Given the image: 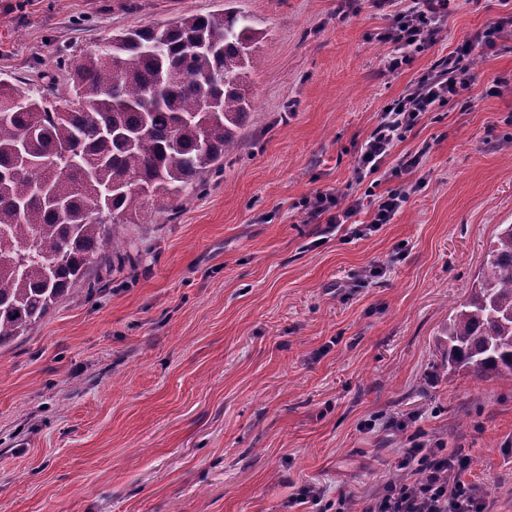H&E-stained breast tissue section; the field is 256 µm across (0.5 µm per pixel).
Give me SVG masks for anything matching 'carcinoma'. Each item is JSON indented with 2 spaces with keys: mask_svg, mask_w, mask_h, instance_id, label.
<instances>
[{
  "mask_svg": "<svg viewBox=\"0 0 512 512\" xmlns=\"http://www.w3.org/2000/svg\"><path fill=\"white\" fill-rule=\"evenodd\" d=\"M226 0L105 39L73 93L0 81V347L27 335L91 268L127 256L115 228L171 212L234 151L263 31ZM81 142L80 155L64 153ZM446 375L512 374V224L500 225L448 318Z\"/></svg>",
  "mask_w": 512,
  "mask_h": 512,
  "instance_id": "obj_1",
  "label": "carcinoma"
}]
</instances>
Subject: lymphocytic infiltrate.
<instances>
[{
	"label": "lymphocytic infiltrate",
	"mask_w": 512,
	"mask_h": 512,
	"mask_svg": "<svg viewBox=\"0 0 512 512\" xmlns=\"http://www.w3.org/2000/svg\"><path fill=\"white\" fill-rule=\"evenodd\" d=\"M452 0H387L390 13L387 24L379 34L382 42L391 44L384 67L391 73L399 72L413 56L429 50L436 42L448 19ZM512 38V12L496 17L484 28L465 37L458 50L449 54L446 69L430 72L409 84L401 95L385 105L377 124L356 157V171L360 177L385 173L398 179L400 186L379 195L372 190L339 199L331 192H317L313 209L326 215L328 223L342 225L352 217L365 213L366 227L356 228V235L377 230L392 223L400 214L418 185L411 175L422 168L421 153L403 155L393 167L384 162L424 118L426 113L446 106L458 90L470 85L474 74L464 65L465 56L495 51L498 43ZM401 466L413 474L410 483H386L381 490L364 498L360 512H485L486 503L476 484L466 477L469 460L461 452H444L417 444L403 449ZM454 474V482H447V474Z\"/></svg>",
	"instance_id": "f902f5d3"
}]
</instances>
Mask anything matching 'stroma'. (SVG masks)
<instances>
[{
	"mask_svg": "<svg viewBox=\"0 0 512 512\" xmlns=\"http://www.w3.org/2000/svg\"><path fill=\"white\" fill-rule=\"evenodd\" d=\"M341 2L236 0L264 32L239 148L174 214L121 227L136 267L92 269L0 348V512H312L301 487L362 501L435 441L468 456L487 512H512V375L442 369L448 317L512 224V51L394 149L422 152L425 179L393 223L352 239L302 205L363 193L382 107L504 7L468 0L393 75L386 6ZM223 7L0 0V79L65 93L63 56Z\"/></svg>",
	"mask_w": 512,
	"mask_h": 512,
	"instance_id": "35a3bbf8",
	"label": "stroma"
}]
</instances>
